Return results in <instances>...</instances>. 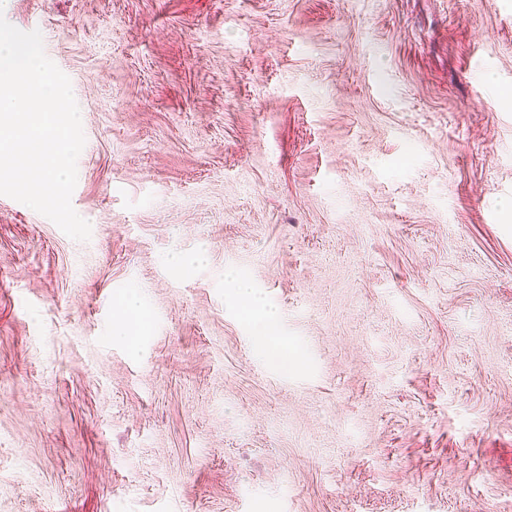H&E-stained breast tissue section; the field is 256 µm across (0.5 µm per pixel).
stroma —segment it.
Segmentation results:
<instances>
[{
    "label": "stroma",
    "mask_w": 512,
    "mask_h": 512,
    "mask_svg": "<svg viewBox=\"0 0 512 512\" xmlns=\"http://www.w3.org/2000/svg\"><path fill=\"white\" fill-rule=\"evenodd\" d=\"M0 13L92 227L0 195V512H512V0Z\"/></svg>",
    "instance_id": "obj_1"
}]
</instances>
